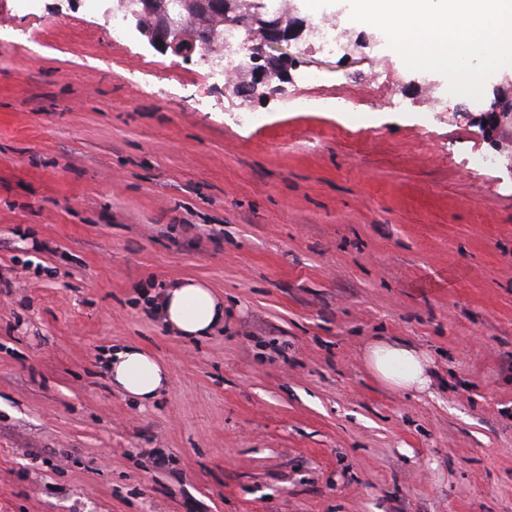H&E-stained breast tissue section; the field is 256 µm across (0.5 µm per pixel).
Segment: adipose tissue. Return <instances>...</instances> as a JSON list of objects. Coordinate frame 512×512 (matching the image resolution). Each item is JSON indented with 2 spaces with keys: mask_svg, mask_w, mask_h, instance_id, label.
<instances>
[{
  "mask_svg": "<svg viewBox=\"0 0 512 512\" xmlns=\"http://www.w3.org/2000/svg\"><path fill=\"white\" fill-rule=\"evenodd\" d=\"M156 310L170 330L187 339L208 336L224 322L223 298L195 279L166 288L156 301ZM366 360L374 375L391 387L422 391L430 384L426 360L408 344H374ZM107 373L117 391L140 405L156 401L169 383V374L157 358L130 345L112 351Z\"/></svg>",
  "mask_w": 512,
  "mask_h": 512,
  "instance_id": "obj_1",
  "label": "adipose tissue"
}]
</instances>
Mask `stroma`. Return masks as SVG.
Masks as SVG:
<instances>
[{"label":"stroma","instance_id":"obj_1","mask_svg":"<svg viewBox=\"0 0 512 512\" xmlns=\"http://www.w3.org/2000/svg\"><path fill=\"white\" fill-rule=\"evenodd\" d=\"M102 13L0 0V512H512V170L471 163L512 83L449 94L360 24L245 104ZM184 277L224 296L198 340L150 303ZM394 339L426 390L367 369ZM131 344L171 377L144 407ZM112 386L138 405L156 401L169 383L165 366L136 346L112 350L107 362Z\"/></svg>","mask_w":512,"mask_h":512}]
</instances>
